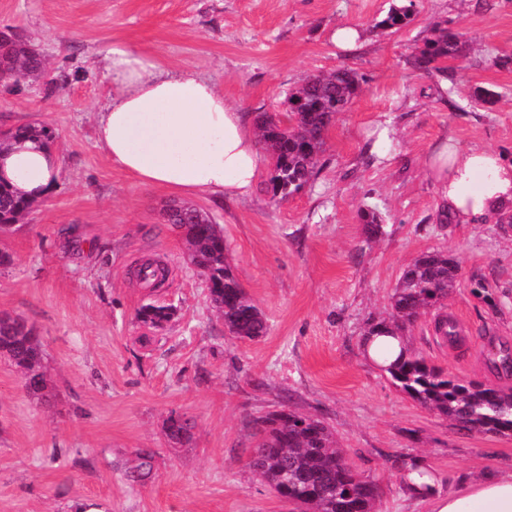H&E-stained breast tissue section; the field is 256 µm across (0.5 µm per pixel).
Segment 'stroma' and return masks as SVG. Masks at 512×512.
Returning a JSON list of instances; mask_svg holds the SVG:
<instances>
[{"instance_id": "1", "label": "stroma", "mask_w": 512, "mask_h": 512, "mask_svg": "<svg viewBox=\"0 0 512 512\" xmlns=\"http://www.w3.org/2000/svg\"><path fill=\"white\" fill-rule=\"evenodd\" d=\"M399 0H0V30L15 29L46 74L0 82V130L50 126L54 190L23 223L0 233L14 256L0 268V314L40 337L51 392L28 394L0 358V512H299L250 467L257 418L290 407L324 421L360 476L381 487L378 512H427L400 478L424 460L442 489L512 468V435L467 432L396 388L362 351L368 322L386 317L403 268L430 250L461 267L443 312L459 340L443 342L434 315L406 332L411 347L464 379L512 386L494 356L512 353V212L490 224L439 223V191L424 161L440 136L512 161V0H416L396 32L377 23ZM469 51L447 75L411 68L436 25ZM359 29L344 54L331 36ZM114 40L169 69L212 82L239 111L279 108L313 74L348 65L362 91L336 117L311 186L272 203L260 185L240 198L140 185L102 150L96 114L108 101L102 52ZM497 94L475 102L477 88ZM396 131L395 158L370 151L377 125ZM172 202L206 211L224 235L239 282L270 325L266 336L224 332L206 280L164 218ZM373 208L384 235L368 240L358 214ZM169 270L148 288L144 260ZM484 284L495 302L475 293ZM147 304L171 321L140 323ZM191 440L167 441L170 413ZM152 476L132 485L138 451Z\"/></svg>"}]
</instances>
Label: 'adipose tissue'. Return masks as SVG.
<instances>
[{"mask_svg":"<svg viewBox=\"0 0 512 512\" xmlns=\"http://www.w3.org/2000/svg\"><path fill=\"white\" fill-rule=\"evenodd\" d=\"M101 78L110 89L97 113L101 148L139 184L219 199L248 194L269 158L254 117L224 100L209 81L169 71L154 55L117 40L104 50ZM427 170L455 223L484 224L512 210V162L490 148H462L439 139ZM53 151L33 143L0 152V179L37 199L56 183ZM428 512H512V471L448 492L428 469L403 473Z\"/></svg>","mask_w":512,"mask_h":512,"instance_id":"obj_1","label":"adipose tissue"}]
</instances>
